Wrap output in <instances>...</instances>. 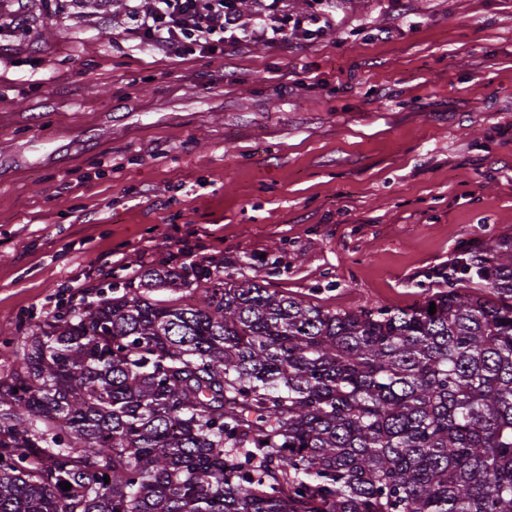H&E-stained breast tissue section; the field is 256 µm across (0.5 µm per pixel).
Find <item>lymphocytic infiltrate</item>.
<instances>
[{"label":"lymphocytic infiltrate","instance_id":"f902f5d3","mask_svg":"<svg viewBox=\"0 0 512 512\" xmlns=\"http://www.w3.org/2000/svg\"><path fill=\"white\" fill-rule=\"evenodd\" d=\"M331 21L327 6L304 18L281 16L276 0L247 18L238 11L236 0H152L148 11L129 10L117 28L166 54L181 53L188 44L210 53L221 43L243 44L254 39L285 45Z\"/></svg>","mask_w":512,"mask_h":512}]
</instances>
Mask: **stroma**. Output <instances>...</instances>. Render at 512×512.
<instances>
[{"label":"stroma","mask_w":512,"mask_h":512,"mask_svg":"<svg viewBox=\"0 0 512 512\" xmlns=\"http://www.w3.org/2000/svg\"><path fill=\"white\" fill-rule=\"evenodd\" d=\"M124 8L0 0V378L59 298L161 259L408 308L512 236V0L340 2L312 41L176 56Z\"/></svg>","instance_id":"obj_1"}]
</instances>
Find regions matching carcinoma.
Segmentation results:
<instances>
[{"label": "carcinoma", "mask_w": 512, "mask_h": 512, "mask_svg": "<svg viewBox=\"0 0 512 512\" xmlns=\"http://www.w3.org/2000/svg\"><path fill=\"white\" fill-rule=\"evenodd\" d=\"M433 278L334 312L161 261L60 299L0 382V512H512V238Z\"/></svg>", "instance_id": "obj_1"}]
</instances>
